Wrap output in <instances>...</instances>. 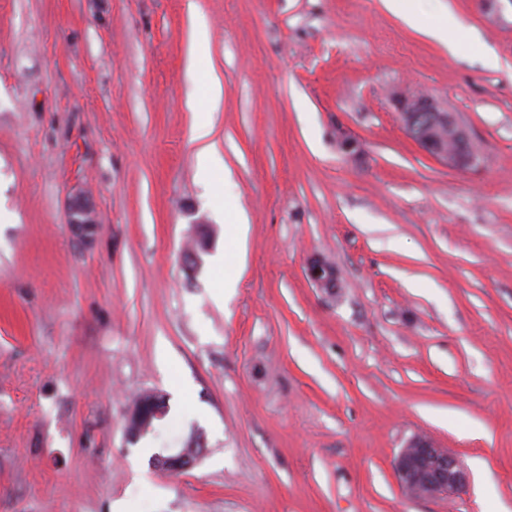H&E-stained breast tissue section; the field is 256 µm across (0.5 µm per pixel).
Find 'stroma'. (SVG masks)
<instances>
[{"label": "stroma", "instance_id": "stroma-1", "mask_svg": "<svg viewBox=\"0 0 512 512\" xmlns=\"http://www.w3.org/2000/svg\"><path fill=\"white\" fill-rule=\"evenodd\" d=\"M408 86L475 166L410 139ZM2 211L0 512H512V0H420L413 28L381 0H0ZM147 391L167 412L135 439ZM421 433L462 492H403ZM193 434L183 473L145 453ZM68 224L75 233L82 236H89L97 229L93 208L85 196L78 195L71 201ZM308 278L320 288L328 292H335L338 288V275L336 267L329 261L315 258L307 267Z\"/></svg>", "mask_w": 512, "mask_h": 512}]
</instances>
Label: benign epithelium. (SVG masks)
Masks as SVG:
<instances>
[{
  "label": "benign epithelium",
  "instance_id": "1",
  "mask_svg": "<svg viewBox=\"0 0 512 512\" xmlns=\"http://www.w3.org/2000/svg\"><path fill=\"white\" fill-rule=\"evenodd\" d=\"M394 101L409 137L423 152L458 169H468L477 164L475 151H465L462 143L450 149L444 139L433 134L434 130L448 125L449 118L448 109L429 94L421 91L400 93ZM68 224L82 236H89L97 229L93 208L85 196L78 195L71 201ZM307 276L331 293L338 288L336 267L327 260L313 259L308 264ZM164 413L165 407L158 400L143 399L138 406L132 407L128 415V429L133 433L142 432ZM198 457V449L187 448L175 455H159L152 459V464L170 472H182L191 468ZM394 470L402 490L415 498L456 494L467 483V474L457 457L423 434L411 437L401 448L394 461Z\"/></svg>",
  "mask_w": 512,
  "mask_h": 512
}]
</instances>
